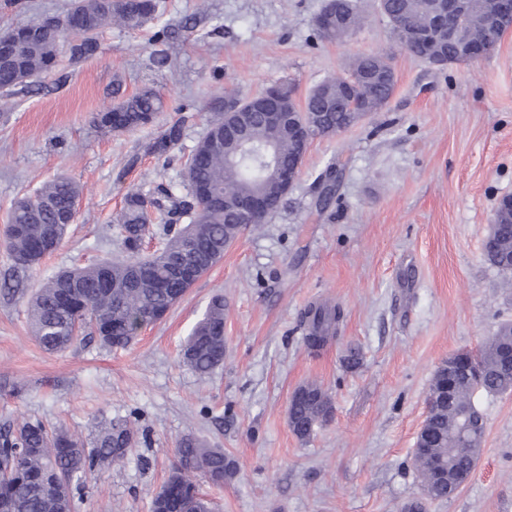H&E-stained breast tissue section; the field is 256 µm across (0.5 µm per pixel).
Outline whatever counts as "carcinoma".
Wrapping results in <instances>:
<instances>
[{
  "label": "carcinoma",
  "mask_w": 512,
  "mask_h": 512,
  "mask_svg": "<svg viewBox=\"0 0 512 512\" xmlns=\"http://www.w3.org/2000/svg\"><path fill=\"white\" fill-rule=\"evenodd\" d=\"M471 15L462 19L466 30L477 35L479 16L497 6V0H470ZM437 0H379L381 13L401 16L412 27L422 26L436 11ZM159 4L154 0H72L65 15L80 22L74 37L60 52L49 46L20 41L16 65L0 71V110L10 111L18 97L29 93L35 79L55 67L65 56L77 64L97 50L101 32L113 25L138 28L152 20ZM343 14L353 27L336 29L332 17ZM355 0H329L315 20L316 36L323 41H340L355 34L362 25ZM412 55L430 61L445 57L458 62L454 44L435 46L415 44ZM383 57L361 54L350 65V72L365 73L374 79L359 83L349 99L336 98L344 88L345 77H331L318 84L303 106L308 113V129L313 136L326 137L356 124L363 112H378L389 101L395 81L383 73ZM162 110L161 99L151 89L124 96L96 116L102 130H133L151 124ZM228 113L218 105L205 136L194 146L184 163V188L178 196L176 186L160 183L142 193L130 192L115 218L116 232L125 257L106 259L87 267L64 269L56 273L31 297L29 320L37 342L47 351H64L84 335L108 348H125L146 326L162 319L192 287L195 280L176 277L180 260L203 274L224 257V250L243 232L256 228L275 213L285 197L276 165L266 146L276 145L280 160L300 164L304 156L298 141L283 131L254 117L249 126L250 145L238 149L217 137L224 130ZM184 121L170 125L149 145V150L164 158L183 138ZM256 193L267 203L266 211L251 223L225 203V198ZM81 195L80 185L68 177L43 183L33 195L11 208L3 244L13 271L25 273L39 265L42 245L52 237L61 242L68 224L66 215L75 217ZM157 223L156 233L163 247L142 254L143 236L148 225ZM492 248L488 260L498 270L512 272V211L497 214ZM197 251L183 256L187 240ZM343 317L337 306L319 305L307 313L308 347L323 346L337 334ZM512 345V322L500 324L477 354L459 352L473 364L477 384L488 395L512 390V374L501 367L503 350ZM224 298L216 297L192 328L181 349L183 361L194 371L206 375L224 363ZM333 406L327 393L316 383L299 386L288 408V423L301 440L329 420ZM427 438L414 448L413 465L421 478V497L411 500L405 512H426L429 502L446 500L460 489L461 478L472 474L486 430L481 411L470 418L467 433H461L462 420L457 409L434 404L424 420ZM137 432L131 419L112 420L86 443L63 429H51L38 418H26L14 427L0 429V512H72V481L99 476L123 464L136 443ZM238 467L222 448H211L203 441L186 436L175 448L171 473L152 501V512H211L210 503L196 483L201 475L214 484L232 480Z\"/></svg>",
  "instance_id": "cac0c4a2"
}]
</instances>
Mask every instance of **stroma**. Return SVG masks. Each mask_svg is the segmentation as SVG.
<instances>
[{"label": "stroma", "mask_w": 512, "mask_h": 512, "mask_svg": "<svg viewBox=\"0 0 512 512\" xmlns=\"http://www.w3.org/2000/svg\"><path fill=\"white\" fill-rule=\"evenodd\" d=\"M328 0H161L137 29L111 27L77 66L43 74L0 116V232L13 203L65 174L83 188L58 249L30 270L122 256L112 230L128 192L182 182V157L204 135L225 90L287 84L297 104L363 53L388 55V104L342 133L312 138L281 208L124 349L95 341L62 352L34 338L27 300L0 296V428L36 417L91 441L98 425L136 415L127 461L73 485L74 512H151L178 440L195 434L239 463L200 487L214 512H401L419 496L412 466L437 367L477 351L512 321V273L485 243L498 201L512 195V30L483 59L439 68L393 38L378 0H359L356 35L314 38ZM67 0H0V34L62 14ZM125 93L163 101L152 124L105 133L93 123ZM181 144L163 161L148 145L181 115ZM223 297L224 363L201 375L181 347ZM344 311L337 337L305 343L309 307ZM361 365L346 369L348 348ZM314 381L333 414L307 440L288 403ZM487 431L469 481L427 512H512V392L477 395Z\"/></svg>", "instance_id": "1"}]
</instances>
